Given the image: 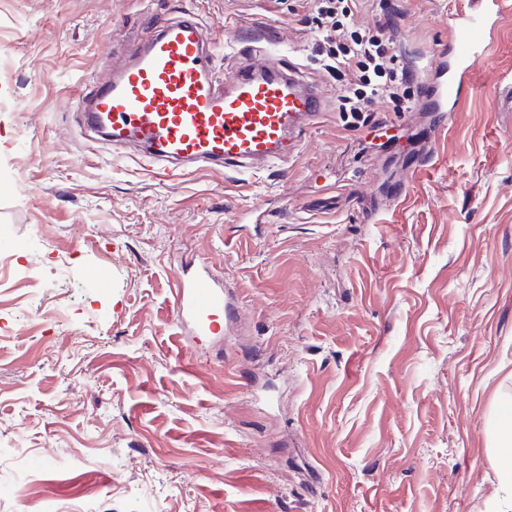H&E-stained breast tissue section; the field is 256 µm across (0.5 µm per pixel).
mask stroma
Here are the masks:
<instances>
[{"mask_svg":"<svg viewBox=\"0 0 512 512\" xmlns=\"http://www.w3.org/2000/svg\"><path fill=\"white\" fill-rule=\"evenodd\" d=\"M459 0H361L422 85ZM324 110L257 172L150 170L76 102L166 20ZM309 0H0V512H496L512 0L455 111H338ZM205 257L237 312L177 324ZM104 273L105 283L88 277Z\"/></svg>","mask_w":512,"mask_h":512,"instance_id":"1","label":"stroma"}]
</instances>
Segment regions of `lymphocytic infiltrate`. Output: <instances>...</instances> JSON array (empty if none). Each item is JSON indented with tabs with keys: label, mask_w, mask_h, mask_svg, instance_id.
Segmentation results:
<instances>
[{
	"label": "lymphocytic infiltrate",
	"mask_w": 512,
	"mask_h": 512,
	"mask_svg": "<svg viewBox=\"0 0 512 512\" xmlns=\"http://www.w3.org/2000/svg\"><path fill=\"white\" fill-rule=\"evenodd\" d=\"M358 0H314L332 73L342 82L340 111L361 118L372 100L400 103L410 96L411 74L394 67L383 31L362 32L352 18Z\"/></svg>",
	"instance_id": "1"
}]
</instances>
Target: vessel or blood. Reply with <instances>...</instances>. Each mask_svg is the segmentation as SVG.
I'll return each instance as SVG.
<instances>
[{"mask_svg":"<svg viewBox=\"0 0 512 512\" xmlns=\"http://www.w3.org/2000/svg\"><path fill=\"white\" fill-rule=\"evenodd\" d=\"M454 17L453 44L423 83L424 109L447 111L469 86L500 0H466ZM324 109L318 89L298 67H243L216 88L205 32L187 15L157 27L129 64L94 85L80 106L85 128L108 130L114 146L136 145L145 160L210 170L254 171L285 161L292 138ZM177 320L203 336L223 332L231 315L207 259L180 276L173 293Z\"/></svg>","mask_w":512,"mask_h":512,"instance_id":"b4317fda","label":"vessel or blood"}]
</instances>
